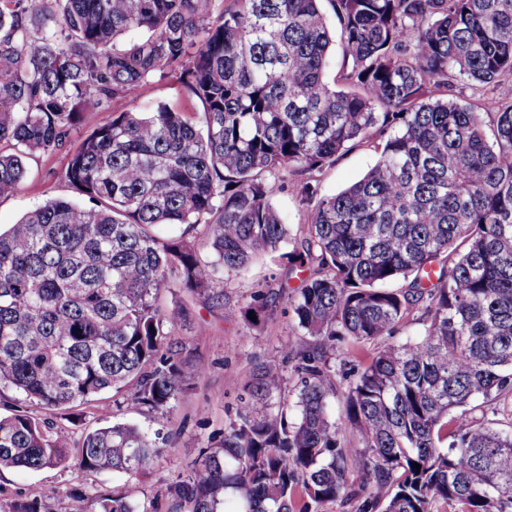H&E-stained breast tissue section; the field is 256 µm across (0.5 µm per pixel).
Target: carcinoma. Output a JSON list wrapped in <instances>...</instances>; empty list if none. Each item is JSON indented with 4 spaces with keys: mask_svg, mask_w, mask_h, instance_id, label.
Listing matches in <instances>:
<instances>
[{
    "mask_svg": "<svg viewBox=\"0 0 512 512\" xmlns=\"http://www.w3.org/2000/svg\"><path fill=\"white\" fill-rule=\"evenodd\" d=\"M319 2L0 0V197L28 158L66 147L85 110L157 76L203 106L195 121L160 104L112 114L69 159L82 199L0 231V385L63 415L112 392L166 417L185 377L159 291L222 304L216 282L287 239L267 176H300L306 204V246L289 260L314 342L294 353L295 398L282 396L288 353L268 356L164 510L98 491V512H224L230 495L237 512H512V431L466 414L479 397L512 399V100L490 139L458 97L466 81L512 80V0H330L338 40ZM338 43L342 89L326 81ZM375 139V165L320 194L316 174ZM251 311L271 317L257 295L227 316ZM414 312L421 337L388 341ZM346 337L377 351L339 424L329 362ZM159 440L99 427L77 465L137 478ZM71 445L24 412L0 417V468L57 467ZM0 512L49 508L19 497Z\"/></svg>",
    "mask_w": 512,
    "mask_h": 512,
    "instance_id": "cac0c4a2",
    "label": "carcinoma"
}]
</instances>
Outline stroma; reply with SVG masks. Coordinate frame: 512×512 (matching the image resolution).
<instances>
[{
  "label": "stroma",
  "mask_w": 512,
  "mask_h": 512,
  "mask_svg": "<svg viewBox=\"0 0 512 512\" xmlns=\"http://www.w3.org/2000/svg\"><path fill=\"white\" fill-rule=\"evenodd\" d=\"M160 103L189 114L202 109L200 101L190 96L181 83L158 77L143 88L137 101L116 99L109 102L106 112H84L66 149L36 154L28 162V175L22 186L12 195L0 197V228L18 223L48 199L74 197L75 192L64 177L69 154L104 120L106 113L143 111ZM377 158V150L369 143L339 157L334 166L319 173L321 192L333 195L345 189L358 181ZM271 202L288 226V238L277 250L259 253L244 272L221 280L223 304L215 305L186 292L173 294L163 290L158 295L163 309L180 312L173 321L172 331L190 354L184 369L192 374L190 389L167 419L160 421L148 412L116 406L108 393L78 407L74 414L57 415L29 406L14 390L0 387L1 416L26 410L76 439L94 428L117 421L131 422L148 432L170 435L172 450L136 479L109 471L87 472L73 462L40 471L0 469L1 502L45 494L49 497L51 512H95L93 495L103 488L125 493L137 502L160 497L178 473L190 468L200 448L223 435L253 367L265 361L271 352L286 348L298 350L308 343V336L289 307L301 282L288 261L289 253L301 249L306 236V207L289 188L279 185L272 192ZM256 294L263 295L272 308L273 319L260 327L241 319H225V306L249 303ZM373 352L374 346L370 343L337 345L330 360V374L336 386V395L330 403L333 417L344 418L353 370L366 364ZM201 360L208 363L209 370L197 377L193 374L194 364Z\"/></svg>",
  "instance_id": "stroma-1"
}]
</instances>
